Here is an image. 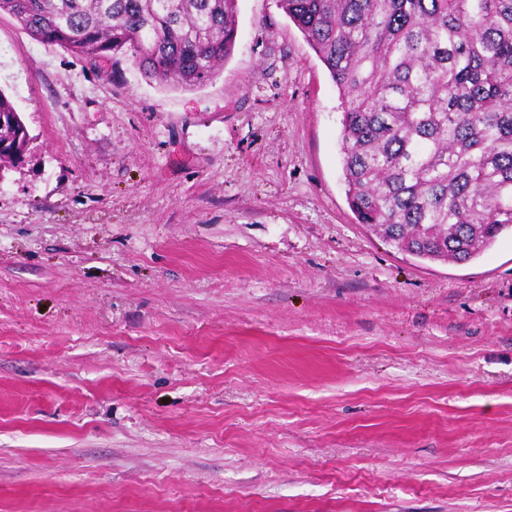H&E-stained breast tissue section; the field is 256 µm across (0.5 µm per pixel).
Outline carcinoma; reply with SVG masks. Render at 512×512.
Returning <instances> with one entry per match:
<instances>
[{"label":"carcinoma","instance_id":"1","mask_svg":"<svg viewBox=\"0 0 512 512\" xmlns=\"http://www.w3.org/2000/svg\"><path fill=\"white\" fill-rule=\"evenodd\" d=\"M238 0H0L36 40L105 73L130 54L195 90L233 54ZM341 105L357 223L429 261L465 263L512 230V0H279ZM28 133L0 93V159Z\"/></svg>","mask_w":512,"mask_h":512}]
</instances>
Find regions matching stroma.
<instances>
[{
  "label": "stroma",
  "instance_id": "35a3bbf8",
  "mask_svg": "<svg viewBox=\"0 0 512 512\" xmlns=\"http://www.w3.org/2000/svg\"><path fill=\"white\" fill-rule=\"evenodd\" d=\"M107 70L0 14V512H512V234L357 223L276 0L202 88ZM18 115V113H17ZM12 102L0 91V148L2 161L20 156L28 144V133ZM23 123V124H22Z\"/></svg>",
  "mask_w": 512,
  "mask_h": 512
}]
</instances>
